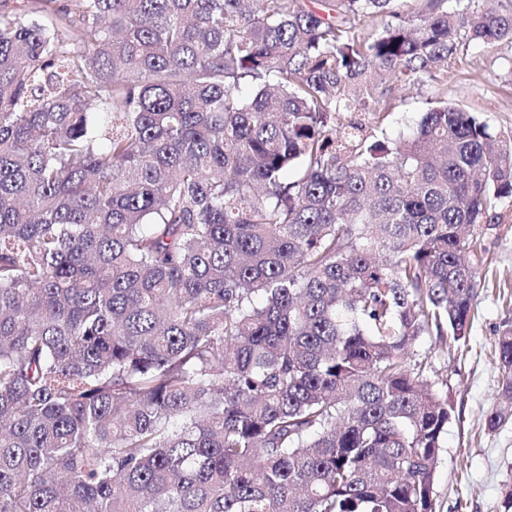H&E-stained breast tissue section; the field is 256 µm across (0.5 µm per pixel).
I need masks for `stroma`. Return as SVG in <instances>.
<instances>
[{"label": "stroma", "instance_id": "1", "mask_svg": "<svg viewBox=\"0 0 512 512\" xmlns=\"http://www.w3.org/2000/svg\"><path fill=\"white\" fill-rule=\"evenodd\" d=\"M475 112L502 136H512V47L469 46L448 72V83H409L395 90L390 136L409 134L439 100ZM475 230L483 257L478 316L467 340L426 336L409 352L425 363L453 411L434 483L436 512H502V493L512 487V424L488 430L487 414L500 402L494 355L497 332L512 321V202Z\"/></svg>", "mask_w": 512, "mask_h": 512}]
</instances>
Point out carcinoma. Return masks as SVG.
<instances>
[{"instance_id": "cac0c4a2", "label": "carcinoma", "mask_w": 512, "mask_h": 512, "mask_svg": "<svg viewBox=\"0 0 512 512\" xmlns=\"http://www.w3.org/2000/svg\"><path fill=\"white\" fill-rule=\"evenodd\" d=\"M40 2L0 0V512H435L407 355L469 336L512 139L375 130L512 8Z\"/></svg>"}]
</instances>
